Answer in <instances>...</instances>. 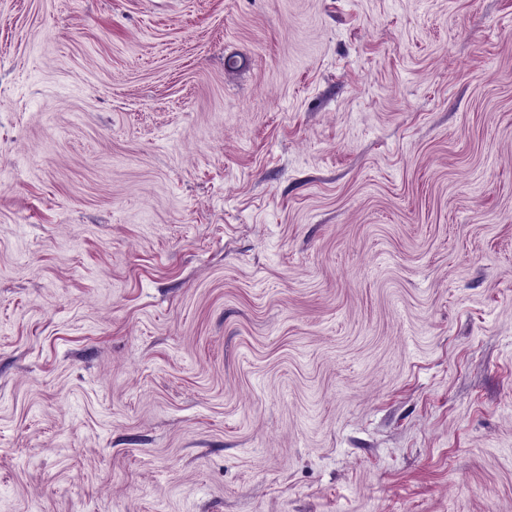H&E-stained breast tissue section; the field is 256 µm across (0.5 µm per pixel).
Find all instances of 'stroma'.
Wrapping results in <instances>:
<instances>
[{
    "label": "stroma",
    "mask_w": 512,
    "mask_h": 512,
    "mask_svg": "<svg viewBox=\"0 0 512 512\" xmlns=\"http://www.w3.org/2000/svg\"><path fill=\"white\" fill-rule=\"evenodd\" d=\"M0 512H512V0H0Z\"/></svg>",
    "instance_id": "35a3bbf8"
}]
</instances>
